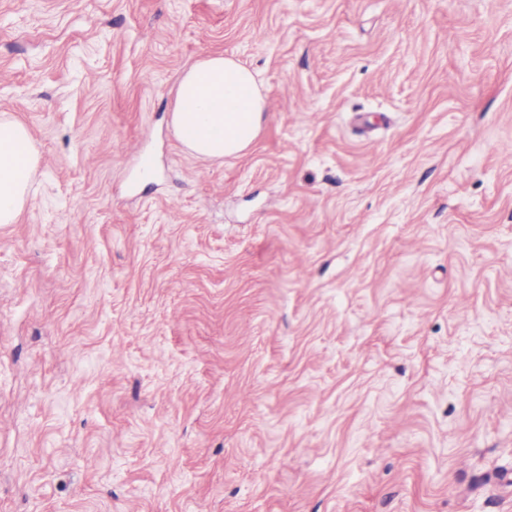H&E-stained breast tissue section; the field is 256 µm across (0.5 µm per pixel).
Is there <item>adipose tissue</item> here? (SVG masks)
I'll use <instances>...</instances> for the list:
<instances>
[{
	"mask_svg": "<svg viewBox=\"0 0 512 512\" xmlns=\"http://www.w3.org/2000/svg\"><path fill=\"white\" fill-rule=\"evenodd\" d=\"M265 100L255 73L237 60L208 54L182 75L175 135L193 155L221 159L239 155L256 139ZM38 164L28 129L0 119V224L15 223L28 202L29 182Z\"/></svg>",
	"mask_w": 512,
	"mask_h": 512,
	"instance_id": "obj_1",
	"label": "adipose tissue"
}]
</instances>
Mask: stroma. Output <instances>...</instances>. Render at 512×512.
<instances>
[{
	"mask_svg": "<svg viewBox=\"0 0 512 512\" xmlns=\"http://www.w3.org/2000/svg\"><path fill=\"white\" fill-rule=\"evenodd\" d=\"M0 117V512H512V0H0ZM264 108L255 73L233 57L211 53L183 73L172 125L191 154L224 159L256 139ZM38 164L28 129L0 119V224L15 223L28 202L29 182Z\"/></svg>",
	"mask_w": 512,
	"mask_h": 512,
	"instance_id": "obj_1",
	"label": "stroma"
}]
</instances>
